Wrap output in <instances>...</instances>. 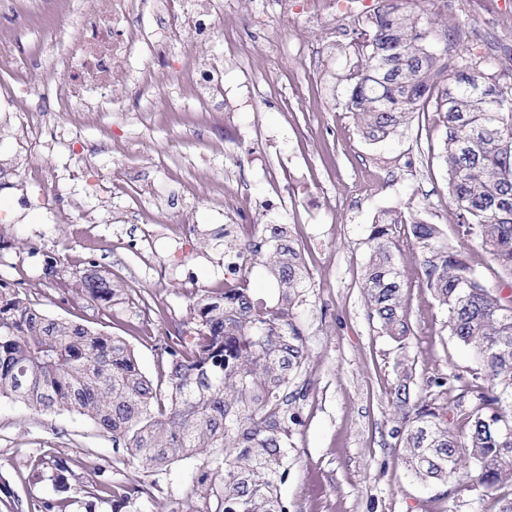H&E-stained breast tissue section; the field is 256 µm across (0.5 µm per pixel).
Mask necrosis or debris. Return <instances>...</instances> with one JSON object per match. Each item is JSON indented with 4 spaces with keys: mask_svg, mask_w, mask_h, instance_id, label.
<instances>
[{
    "mask_svg": "<svg viewBox=\"0 0 512 512\" xmlns=\"http://www.w3.org/2000/svg\"><path fill=\"white\" fill-rule=\"evenodd\" d=\"M366 2L269 0L263 13L239 17L233 25L228 16L237 0H0V11L13 16L0 27V68L40 76L28 91L1 77L0 112L14 115L15 151L31 154L53 135L38 106L46 96H55L59 111L76 128L93 124L115 81L131 74L139 99L156 105L161 95L146 65L150 59L171 63L175 85L194 111L211 112L224 101V81L220 70L201 65L200 59L216 33L232 36L239 24L263 33L299 17L314 23L330 15H361ZM51 9L61 19L75 12L78 35L38 25V17Z\"/></svg>",
    "mask_w": 512,
    "mask_h": 512,
    "instance_id": "1",
    "label": "necrosis or debris"
}]
</instances>
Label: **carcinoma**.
I'll list each match as a JSON object with an SVG mask.
<instances>
[{
	"label": "carcinoma",
	"mask_w": 512,
	"mask_h": 512,
	"mask_svg": "<svg viewBox=\"0 0 512 512\" xmlns=\"http://www.w3.org/2000/svg\"><path fill=\"white\" fill-rule=\"evenodd\" d=\"M431 31L404 0H380L361 32L365 63L346 77V107L362 136L377 142L431 106L442 114V158L461 245H448L442 225L417 214L407 221L397 211L382 213L368 227L361 290L377 329L400 350L393 402L402 416L395 436L404 465L429 485L461 474L468 490L486 497L512 488V71L469 49L450 61ZM403 223L422 254L444 327L474 355L472 382L456 399L460 427L448 423L438 403L448 379L428 381L436 396L413 398V332L397 261ZM467 245L490 257L502 287L484 284ZM224 252L244 256L236 283L201 290L165 344L155 380L122 337L49 316L23 289L1 287L0 399L88 418L145 473L207 457L195 485L201 505L189 512H288L280 488L292 469L293 435L304 423L290 388L309 358L299 318L308 269L284 224H258L244 245L224 240ZM257 265L272 280L265 295L250 287ZM44 274L105 310L127 296L128 286L93 261L67 282L61 260L50 256ZM52 468L51 480L63 488L65 475L76 476L82 463ZM97 491L120 512L138 489L105 479Z\"/></svg>",
	"instance_id": "cac0c4a2"
}]
</instances>
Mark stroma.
I'll use <instances>...</instances> for the list:
<instances>
[{"label": "stroma", "mask_w": 512, "mask_h": 512, "mask_svg": "<svg viewBox=\"0 0 512 512\" xmlns=\"http://www.w3.org/2000/svg\"><path fill=\"white\" fill-rule=\"evenodd\" d=\"M408 11L428 18L434 34L458 32L447 42L448 54L482 40L481 51L512 60V0H485L474 12L465 0H408ZM335 22L320 29L304 20L262 36L242 28L237 35L251 50L249 69L224 53L215 36L206 60L224 69L228 110L201 124L186 98L170 94L150 119L127 84L118 102L85 127L80 143L89 146L111 127L117 140L98 155L91 176L75 175L77 156L64 152L16 155L8 116L0 112V161L10 173L0 179V252L17 287L51 316L74 320L120 336L133 347L141 369L156 377L169 331L185 320L203 288L224 279V249L206 245L223 231L226 219L216 188L228 181L241 191L256 224H285L304 248L310 275L301 325L310 350L303 373L308 391L299 407L304 424L293 438V468L282 489L290 512H488L491 502L457 480L425 487L406 470L393 431L398 425L392 404L395 344L379 333L361 294L368 255V226L382 210L420 213L443 225L449 245H457L454 210L440 149L445 127L438 113L416 118L399 135L379 144L365 140L346 110L348 41L333 36ZM303 44L323 45L317 63L296 52ZM292 108H284L282 97ZM259 145L258 159L244 168L214 166L215 153L232 145ZM56 170L59 185L48 192V211L30 208L31 171ZM123 169L129 196L96 194L91 180L107 179ZM285 175L295 200L279 208L269 169ZM368 184L367 194L346 199L352 182ZM97 221L82 224L81 210ZM193 222L190 237L175 234L171 223L181 215ZM58 256L68 272L82 260L132 285L147 306L125 303L102 311L86 297L62 288L42 270L44 255ZM422 255L404 246L399 266L404 303L413 335L414 393H428L427 382L450 377L441 403L451 404L463 389L470 353L449 336L422 274ZM82 459L79 479L70 480L67 512H113L112 502L95 496L97 466L109 476L139 486L141 493L122 512H184L203 458L177 462L145 473L124 461L123 450L85 418L69 413H38L23 404L0 401V512H32L39 501L59 494L51 481L33 477L29 460Z\"/></svg>", "instance_id": "1"}]
</instances>
